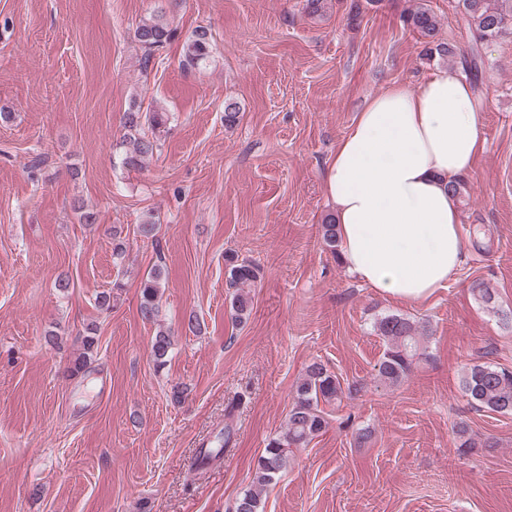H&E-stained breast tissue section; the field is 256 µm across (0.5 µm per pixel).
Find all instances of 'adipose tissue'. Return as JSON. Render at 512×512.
<instances>
[{
	"label": "adipose tissue",
	"instance_id": "ef3b65f1",
	"mask_svg": "<svg viewBox=\"0 0 512 512\" xmlns=\"http://www.w3.org/2000/svg\"><path fill=\"white\" fill-rule=\"evenodd\" d=\"M485 147L472 87L437 69L388 87L357 112L328 162L325 196L345 270L385 298L423 301L465 260L451 183Z\"/></svg>",
	"mask_w": 512,
	"mask_h": 512
}]
</instances>
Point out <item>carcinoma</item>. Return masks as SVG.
<instances>
[{"mask_svg":"<svg viewBox=\"0 0 512 512\" xmlns=\"http://www.w3.org/2000/svg\"><path fill=\"white\" fill-rule=\"evenodd\" d=\"M459 6L463 9L473 37L470 52L462 55L460 63L478 90V45L494 40L512 29V0H459ZM405 22L424 39L429 57L446 60L454 54L448 43L437 38L438 21L425 4L420 3L411 9ZM173 36L174 29L170 27L163 11L137 26L135 39L143 50V68H148L154 53ZM209 45L208 30H196L187 39L183 67L189 69L202 65L208 58ZM167 120L168 117L163 112L131 111L125 114V132L121 139L122 163L125 167H140L157 149V140L142 134L143 125L146 124L159 133ZM320 231L324 243L332 250H337L334 219H325L324 224L320 225ZM259 275L260 268L256 264L245 260L240 262L234 258L227 259V283L235 289L230 298V314L238 324L247 322L250 316L251 299L244 292V288L251 287L259 279ZM160 277L161 272L154 269L141 282L139 309L146 320L153 319L158 309ZM471 292L481 304L495 308L496 293L490 285L476 280L472 283ZM374 327L377 335L385 342V350L377 364V377L385 385H397L427 357L424 337L420 336L410 319L398 314L382 316L376 320ZM96 342V328H86L85 335L81 338L82 352L67 366L69 376L76 377L87 369ZM172 346L171 334L166 330L157 331L150 344V354L156 367L161 368L167 364ZM460 383L463 392L476 409L504 414L512 412V370L490 362L473 361L464 367ZM342 395L343 389L336 374L321 363L315 362L308 366L295 386L294 403L288 414L286 431L268 441L263 454L258 458L252 487L236 499L234 512H262L261 494L282 476L290 449L308 445L326 429L327 422L320 410V403L338 401ZM455 437L460 448H495L498 445L493 436L475 439L469 426L464 423L456 427ZM231 441V430L222 429L210 442V446L197 451L193 462L195 470H205L219 461L224 454V447Z\"/></svg>","mask_w":512,"mask_h":512,"instance_id":"obj_1","label":"carcinoma"}]
</instances>
